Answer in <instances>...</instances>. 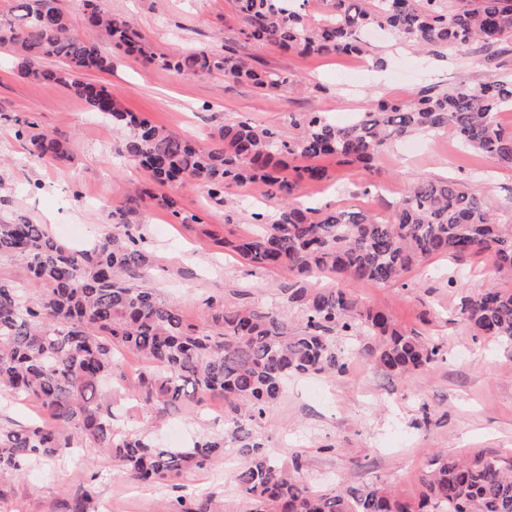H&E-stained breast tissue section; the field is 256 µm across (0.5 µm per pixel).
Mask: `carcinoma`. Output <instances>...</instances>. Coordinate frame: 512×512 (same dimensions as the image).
I'll return each mask as SVG.
<instances>
[{
    "label": "carcinoma",
    "mask_w": 512,
    "mask_h": 512,
    "mask_svg": "<svg viewBox=\"0 0 512 512\" xmlns=\"http://www.w3.org/2000/svg\"><path fill=\"white\" fill-rule=\"evenodd\" d=\"M247 38L302 56H359L360 33L378 27L398 35L421 53L445 50L474 54L494 64L512 51V0H320V17L303 0H233ZM89 30H102L129 53L196 76L220 73L271 91L288 75L250 66L235 50L189 49L155 58L137 40L129 21L82 0ZM22 23L0 25V46L20 60L22 73L63 86L92 111L128 127L122 153L153 182L178 188L199 186L210 198L232 203L228 189L260 183L280 202L274 221L234 239L224 249L261 270L290 278L288 309L246 304L210 306L209 330L191 324L180 307L135 281L146 255L138 240L116 229L74 250L42 224L19 218L0 221V254L21 258L31 296L0 279V391L33 401L46 417L29 426L0 428V473H22L39 458L72 447L71 431L106 451L135 479L172 481L184 470L203 468L236 446L242 458L235 482L253 512H512V463L478 454L470 460L433 455L423 474L418 504L381 485L314 491L304 484L301 456L280 469L251 425L280 398L290 375L346 372L349 353L338 336H363L376 368L406 376L433 363L439 347L416 331L399 327L385 308L359 305L345 288L312 289L309 277L331 274L368 284L401 283L432 258L485 254L499 273L512 275V221L491 213L469 182L427 180L408 187L390 216L367 211L301 208L293 197L308 184L329 179L321 164L335 158L370 165L390 145L419 133L451 134L465 149L512 168V129L497 115L512 108V78L472 87L413 89L395 100L379 99L349 123L337 125L319 112L290 117L299 129L286 143L268 129L226 124L203 148L181 135L124 111L112 88L85 75L112 68L99 43L74 29L61 0H17ZM52 59L56 65L44 66ZM33 154L62 159L58 139L31 136ZM301 157L304 164L288 159ZM182 224L200 219L180 210L173 195L141 190ZM459 312L475 335L512 343V290L487 288L461 300ZM146 361L135 397L154 410L195 396H220L227 430L190 448H164L138 435L115 438L112 403L99 387L120 369L117 353Z\"/></svg>",
    "instance_id": "1"
}]
</instances>
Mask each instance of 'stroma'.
<instances>
[{
    "mask_svg": "<svg viewBox=\"0 0 512 512\" xmlns=\"http://www.w3.org/2000/svg\"><path fill=\"white\" fill-rule=\"evenodd\" d=\"M100 6L126 17L157 53L227 45L255 65L287 74L288 85L267 94L220 74L201 78L150 64L104 43L112 69L97 79L112 87L123 108L203 145L227 123L258 124L290 141L297 134L289 119L293 113L321 112L343 124L373 99L394 100L426 85L474 86L512 76V53L498 69L478 55L429 59L394 34L370 39L367 53L357 58L291 55L247 39L232 0H100ZM27 120L33 133H53L66 158L42 161L30 155L29 137L17 134ZM125 136V129L63 87L21 76L17 60L0 48L1 219L46 225L72 246L79 243L70 231L74 224L84 226L93 240L116 224L140 226L148 257L144 285L161 299H177L185 318L196 325L212 303L284 306L282 273L254 269L218 244L247 233L252 213L274 217L277 200L259 185L244 184L234 190L236 206L228 208L201 188H181L176 192L180 208L200 221L176 223L168 211L137 198L139 186L158 195L166 189L120 156ZM452 141L448 134L413 137L415 152L397 145L369 170L326 160L330 180L305 186L302 199L332 209H368L383 219L411 184L463 179L476 171L488 206L502 219L512 218V168ZM373 180L380 184L378 193L364 194ZM307 284L333 288L340 283L320 275ZM340 285L361 304L389 309L402 328L440 344L443 358L405 377L388 375L374 369L366 339L339 337V344L352 351L347 373L290 378L252 428L278 464L289 466L298 453L311 489L379 484L415 501L433 451L512 459V345L474 337L458 310L462 297L484 288L512 289V280L499 277L487 257L474 255L432 259L415 267L403 287L351 280ZM121 361L107 389L116 436L145 431L161 445L186 448L223 431V400L206 396L158 414L131 396L144 359L127 353ZM237 464L231 453L208 467L184 471L173 485L147 486L131 479L103 449L81 441L24 475L0 474V504L9 512H67L74 498L85 495L88 512H173L182 494L190 512H249L251 504L234 482Z\"/></svg>",
    "mask_w": 512,
    "mask_h": 512,
    "instance_id": "1",
    "label": "stroma"
}]
</instances>
